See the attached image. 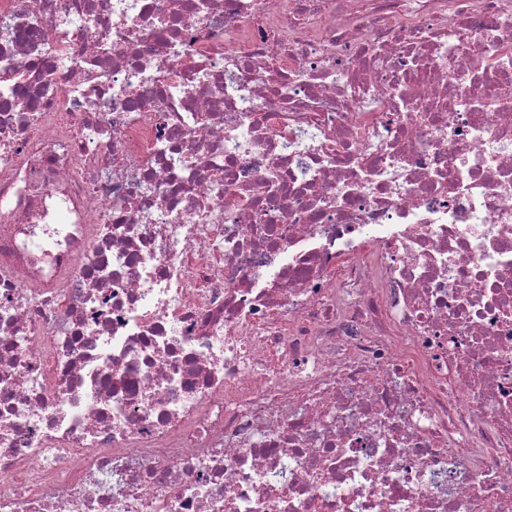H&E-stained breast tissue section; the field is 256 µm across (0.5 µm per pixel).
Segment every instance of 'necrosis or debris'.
Masks as SVG:
<instances>
[{
    "mask_svg": "<svg viewBox=\"0 0 512 512\" xmlns=\"http://www.w3.org/2000/svg\"><path fill=\"white\" fill-rule=\"evenodd\" d=\"M0 512H512V0H0Z\"/></svg>",
    "mask_w": 512,
    "mask_h": 512,
    "instance_id": "1",
    "label": "necrosis or debris"
}]
</instances>
